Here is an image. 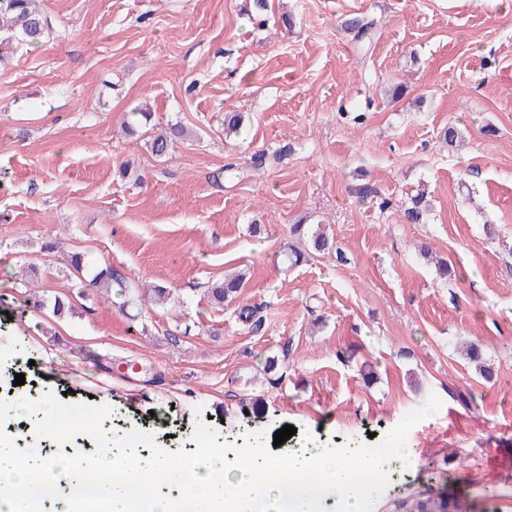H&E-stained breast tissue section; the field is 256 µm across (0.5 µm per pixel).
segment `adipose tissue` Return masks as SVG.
<instances>
[{
	"label": "adipose tissue",
	"mask_w": 512,
	"mask_h": 512,
	"mask_svg": "<svg viewBox=\"0 0 512 512\" xmlns=\"http://www.w3.org/2000/svg\"><path fill=\"white\" fill-rule=\"evenodd\" d=\"M87 465L99 474L101 512H363L376 490L370 475L378 459L285 460L246 448L175 462L131 446L48 459L36 448L20 452L13 436L0 434V512H74Z\"/></svg>",
	"instance_id": "obj_1"
}]
</instances>
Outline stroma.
<instances>
[{"label":"stroma","mask_w":512,"mask_h":512,"mask_svg":"<svg viewBox=\"0 0 512 512\" xmlns=\"http://www.w3.org/2000/svg\"><path fill=\"white\" fill-rule=\"evenodd\" d=\"M272 3L293 28L250 19L246 0H40L53 34L15 45L0 71V402L49 397L179 461L205 446L285 458L399 442L408 454L390 457L367 512L423 491L512 512V10ZM357 17L372 24L362 42ZM141 102L154 126L188 132L164 158L121 130ZM228 112L243 113L241 136H225ZM451 125L465 132L455 149ZM283 145L285 162L220 178ZM365 182L367 200L353 192ZM421 188L431 211L411 224L401 203ZM298 222L334 248L288 269ZM76 252L90 262L79 278ZM107 269L173 297L77 287ZM231 270L243 288L212 304L207 286ZM57 299L70 311L54 315ZM287 425L296 435L275 444Z\"/></svg>","instance_id":"stroma-1"}]
</instances>
